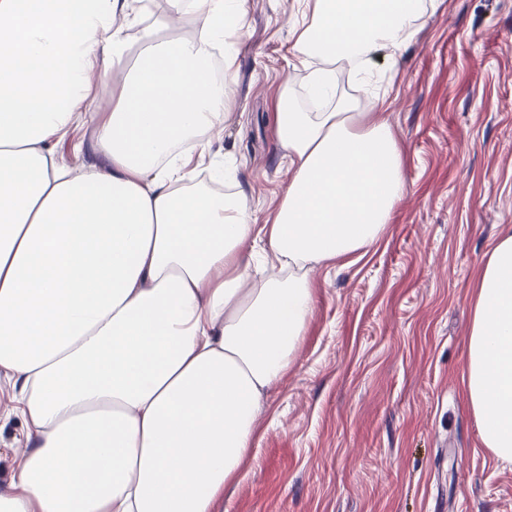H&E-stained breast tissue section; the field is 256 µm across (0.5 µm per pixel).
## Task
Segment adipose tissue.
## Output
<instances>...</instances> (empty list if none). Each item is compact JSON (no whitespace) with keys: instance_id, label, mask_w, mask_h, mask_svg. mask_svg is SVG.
<instances>
[{"instance_id":"ef3b65f1","label":"adipose tissue","mask_w":512,"mask_h":512,"mask_svg":"<svg viewBox=\"0 0 512 512\" xmlns=\"http://www.w3.org/2000/svg\"><path fill=\"white\" fill-rule=\"evenodd\" d=\"M167 4L165 35L136 46L137 0H0V373L28 425L0 512H210L296 359L310 272L376 244L406 191L388 121L337 97L334 64L398 52L424 0H297L331 106L281 94L289 179L262 226L243 197L189 187L206 163L224 177L209 48L247 0ZM78 114L106 167L57 164ZM476 288L464 381L482 444L512 461L511 224Z\"/></svg>"}]
</instances>
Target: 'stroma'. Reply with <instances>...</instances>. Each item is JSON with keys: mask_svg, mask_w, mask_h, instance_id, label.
I'll return each instance as SVG.
<instances>
[{"mask_svg": "<svg viewBox=\"0 0 512 512\" xmlns=\"http://www.w3.org/2000/svg\"><path fill=\"white\" fill-rule=\"evenodd\" d=\"M295 11L249 0L211 144L260 224L288 181L278 98L313 109ZM372 65L407 190L367 253L313 270L297 358L258 415L245 477L211 512H512V461L483 448L462 382L474 287L512 225V0H437L407 46ZM93 140L75 119L57 162L100 163ZM10 387L0 376L1 489L25 432Z\"/></svg>", "mask_w": 512, "mask_h": 512, "instance_id": "1", "label": "stroma"}]
</instances>
